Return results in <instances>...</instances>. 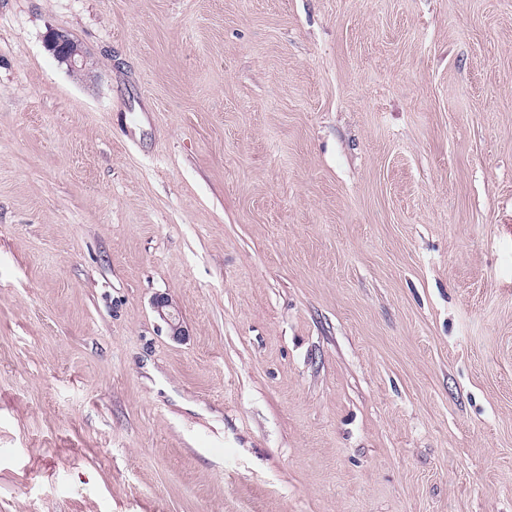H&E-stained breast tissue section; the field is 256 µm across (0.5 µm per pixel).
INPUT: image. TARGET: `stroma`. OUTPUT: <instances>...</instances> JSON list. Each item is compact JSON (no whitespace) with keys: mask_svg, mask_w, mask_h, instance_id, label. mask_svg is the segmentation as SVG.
I'll list each match as a JSON object with an SVG mask.
<instances>
[{"mask_svg":"<svg viewBox=\"0 0 512 512\" xmlns=\"http://www.w3.org/2000/svg\"><path fill=\"white\" fill-rule=\"evenodd\" d=\"M0 512H512V0H0ZM46 45L57 61L65 64L68 70L80 72L85 69L86 57L67 33L54 29L49 30L46 36ZM154 308L159 317L168 325L172 336L176 338L185 336V329L171 299L164 296L158 297L155 300Z\"/></svg>","mask_w":512,"mask_h":512,"instance_id":"1","label":"stroma"}]
</instances>
